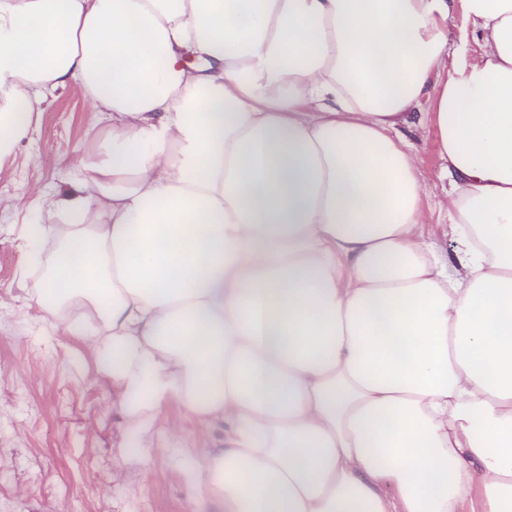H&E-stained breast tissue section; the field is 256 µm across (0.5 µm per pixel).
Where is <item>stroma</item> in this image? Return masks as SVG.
<instances>
[{
    "label": "stroma",
    "instance_id": "1",
    "mask_svg": "<svg viewBox=\"0 0 512 512\" xmlns=\"http://www.w3.org/2000/svg\"><path fill=\"white\" fill-rule=\"evenodd\" d=\"M401 133L434 196L418 222L453 255L436 204L450 187L438 132L415 115ZM105 135L99 113L71 85L47 91L37 126L0 160V512H186L198 490L167 436L144 433L121 411V392L103 375L92 337L51 327L29 300L35 277L25 240L32 225L56 221L33 208V191L70 192V164L100 156ZM158 414L176 425L183 445L223 437L189 421L177 401Z\"/></svg>",
    "mask_w": 512,
    "mask_h": 512
}]
</instances>
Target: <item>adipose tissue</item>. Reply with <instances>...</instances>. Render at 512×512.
<instances>
[{"label":"adipose tissue","mask_w":512,"mask_h":512,"mask_svg":"<svg viewBox=\"0 0 512 512\" xmlns=\"http://www.w3.org/2000/svg\"><path fill=\"white\" fill-rule=\"evenodd\" d=\"M71 83L109 134L34 200L33 302L140 427L223 429L187 512H512V0H0V159ZM425 101L450 260L399 133ZM448 40L450 44L459 48L457 55L449 58V67L463 66L469 62L477 47L471 38L467 21L460 5L457 6L456 12L448 22ZM418 224L426 232H431L433 238L438 242L442 253L448 258L454 255L455 242L448 236V220L444 212L431 201L426 203L418 214ZM159 419L163 426L176 424L177 431L182 436V445L193 446L201 440L215 444L223 438V431L219 428L202 429L189 421L176 400L164 402L158 410Z\"/></svg>","instance_id":"ef3b65f1"}]
</instances>
